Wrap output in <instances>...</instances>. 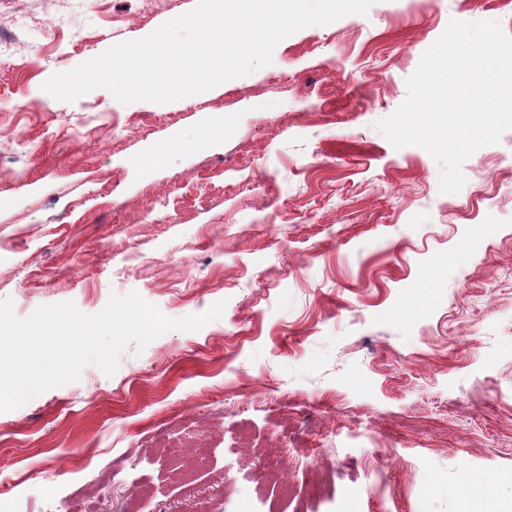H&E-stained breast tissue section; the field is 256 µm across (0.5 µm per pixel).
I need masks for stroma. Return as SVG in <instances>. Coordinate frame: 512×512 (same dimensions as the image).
Returning a JSON list of instances; mask_svg holds the SVG:
<instances>
[{
    "label": "stroma",
    "instance_id": "1",
    "mask_svg": "<svg viewBox=\"0 0 512 512\" xmlns=\"http://www.w3.org/2000/svg\"><path fill=\"white\" fill-rule=\"evenodd\" d=\"M198 0H0V299L139 293L168 331L113 376L0 412L13 512H461L512 499V129L457 193L377 129L450 20L512 0H375L167 103L44 83ZM53 214L62 224L48 223ZM180 442L171 457L167 446ZM281 469L296 498L265 483Z\"/></svg>",
    "mask_w": 512,
    "mask_h": 512
}]
</instances>
